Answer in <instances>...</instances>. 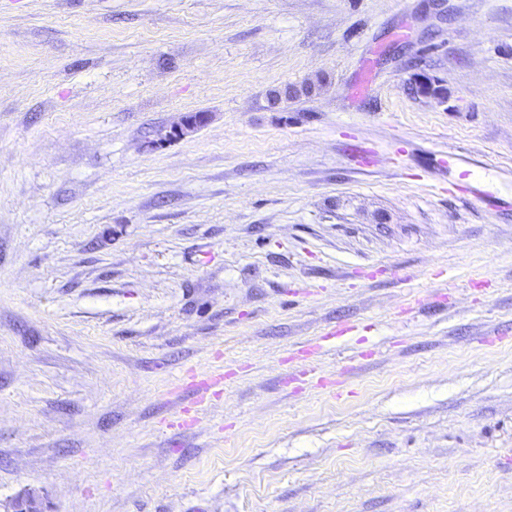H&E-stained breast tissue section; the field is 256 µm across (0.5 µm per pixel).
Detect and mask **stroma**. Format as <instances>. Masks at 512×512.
<instances>
[{
	"instance_id": "1",
	"label": "stroma",
	"mask_w": 512,
	"mask_h": 512,
	"mask_svg": "<svg viewBox=\"0 0 512 512\" xmlns=\"http://www.w3.org/2000/svg\"><path fill=\"white\" fill-rule=\"evenodd\" d=\"M28 497L512 512V0H0V512Z\"/></svg>"
}]
</instances>
